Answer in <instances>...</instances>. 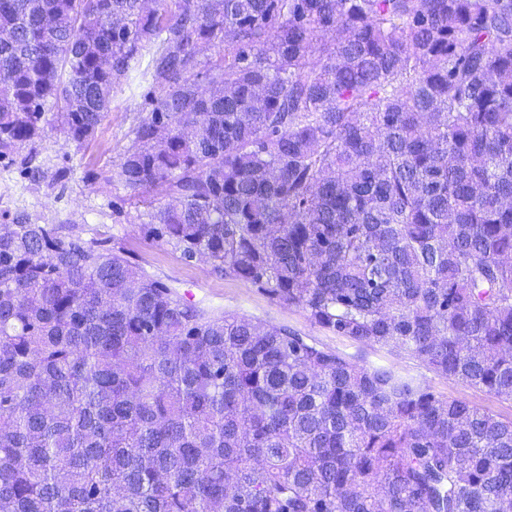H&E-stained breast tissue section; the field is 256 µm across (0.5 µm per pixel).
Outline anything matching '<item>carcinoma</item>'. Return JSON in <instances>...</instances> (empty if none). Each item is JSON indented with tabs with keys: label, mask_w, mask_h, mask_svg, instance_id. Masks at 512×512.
Here are the masks:
<instances>
[{
	"label": "carcinoma",
	"mask_w": 512,
	"mask_h": 512,
	"mask_svg": "<svg viewBox=\"0 0 512 512\" xmlns=\"http://www.w3.org/2000/svg\"><path fill=\"white\" fill-rule=\"evenodd\" d=\"M154 46L117 167L169 199L144 238L512 400V0H0V157L45 178ZM0 512H512V418L19 214Z\"/></svg>",
	"instance_id": "cac0c4a2"
}]
</instances>
